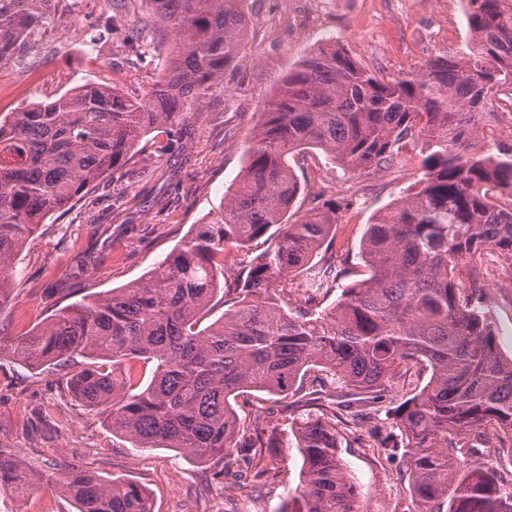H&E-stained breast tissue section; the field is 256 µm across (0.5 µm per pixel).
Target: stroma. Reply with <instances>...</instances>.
<instances>
[{
  "mask_svg": "<svg viewBox=\"0 0 512 512\" xmlns=\"http://www.w3.org/2000/svg\"><path fill=\"white\" fill-rule=\"evenodd\" d=\"M248 31L243 48L203 103L190 106L185 124L189 145L181 154L164 152L163 131L147 134L127 169L106 178L73 208L40 225L24 244L14 265V297L0 306V336L8 339L34 331L55 305L71 298L99 295L143 277L196 225L217 210L224 192L242 172L254 126L288 70L326 41H336L367 67L396 75L439 54H453L468 40L461 0H246ZM143 63L123 58L122 37L98 67L77 60L45 59L44 68L65 67V84L32 87L0 71V114L62 95L89 81L117 88L130 97L148 91L153 76L169 58L171 40L152 35ZM503 88L484 115L482 142L512 145V118L503 108ZM403 168H370L355 174L330 168L318 151L296 156L301 182L295 208L306 211L318 194L345 198L336 235L322 247L321 258L335 259L345 281L355 280L359 245L371 217L405 198L421 173L420 145L406 147ZM124 196L121 209L112 199ZM94 252L96 264L78 271L77 253ZM500 285L488 289V306L503 355H512V274L498 268ZM424 365L415 364L382 397L368 404L369 422L339 427V455L352 478L360 512H416L402 458L385 459L362 436L370 425L385 424L387 412L422 387ZM328 387L345 394L331 375L308 374L304 390L288 397L255 392L239 398L240 419L254 426L287 428L309 409V392ZM0 448L12 449L23 471L40 476L25 494L0 491V512H76L72 500L54 484L61 465L75 464L101 478H122L149 488L155 512H280L302 489V457L291 436L265 453V481L232 463L223 483L173 448H137L112 434L100 411L74 401L56 368L34 370L10 354L0 355Z\"/></svg>",
  "mask_w": 512,
  "mask_h": 512,
  "instance_id": "stroma-1",
  "label": "stroma"
}]
</instances>
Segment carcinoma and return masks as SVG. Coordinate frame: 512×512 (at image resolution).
<instances>
[{"label":"carcinoma","instance_id":"1","mask_svg":"<svg viewBox=\"0 0 512 512\" xmlns=\"http://www.w3.org/2000/svg\"><path fill=\"white\" fill-rule=\"evenodd\" d=\"M29 2L0 0V61L32 22ZM141 3L175 44L144 97L87 83L0 120V306L38 225L123 169L153 129L169 128L163 150L177 148L186 106L224 81L245 41L243 0ZM462 3V51L402 75L371 69L336 43L307 54L261 113L243 174L207 221L155 271L56 308L32 334L0 339V354L66 371V389L103 413L112 433L137 448L179 449L216 479L225 464L250 467L280 443L276 427L240 424L239 395L286 397L317 369L366 402L423 363L428 381L389 412L390 431L369 432L368 446L404 449L417 512H512V476L473 445L487 429L512 450V358L498 349L485 305L491 265L512 269V147L477 145L485 102L512 86V0ZM122 32L128 55L142 60V29ZM411 140L422 141V177L367 224L368 276L342 287L333 307L317 306L342 277L332 260L313 258L336 233L343 201L320 195L290 220L300 181L288 157L315 148L358 172L404 163ZM263 237L267 248L226 278L229 251ZM296 272L306 299L292 308L284 285ZM219 291L230 303L206 325ZM139 364L153 366L145 383ZM314 402L288 423L303 459L297 512H359L338 456V411L366 414L331 397ZM36 481L0 448L1 490ZM55 483L77 512H155L131 481L66 465Z\"/></svg>","mask_w":512,"mask_h":512}]
</instances>
